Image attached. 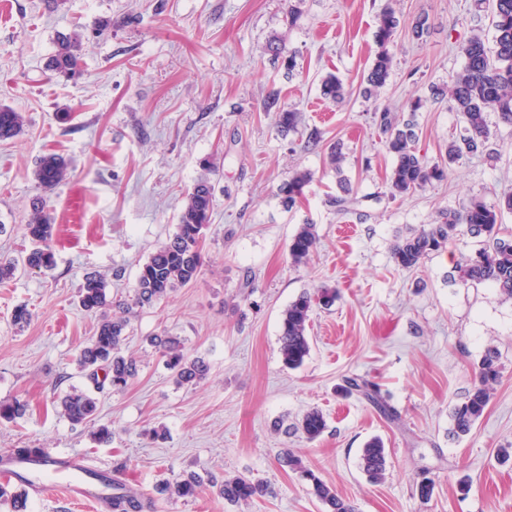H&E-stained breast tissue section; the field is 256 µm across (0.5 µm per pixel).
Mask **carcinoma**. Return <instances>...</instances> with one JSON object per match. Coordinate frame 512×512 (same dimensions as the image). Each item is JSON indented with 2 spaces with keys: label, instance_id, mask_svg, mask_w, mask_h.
Here are the masks:
<instances>
[{
  "label": "carcinoma",
  "instance_id": "cac0c4a2",
  "mask_svg": "<svg viewBox=\"0 0 512 512\" xmlns=\"http://www.w3.org/2000/svg\"><path fill=\"white\" fill-rule=\"evenodd\" d=\"M400 26L396 8L389 4L377 18L374 39L378 52L368 71L364 93L372 95L385 86L392 68L389 46L395 39ZM493 46H488L480 36L470 37L462 46L465 58L462 68L451 79L448 90L438 86L430 87V99L448 98L449 109L460 116L462 128L456 138L448 143L443 164H431L416 154L414 143L417 139L415 114L422 107L423 100L411 103L409 116L399 120L398 116L385 109L377 114V125L385 135L386 151L394 163L388 186L392 197H408L417 189L436 180L447 178L451 166L464 159L494 153L488 130V114L494 112L498 119L512 125V0H493L491 12ZM80 42L72 35H60L56 40V51L51 57L52 70L59 76L75 80L83 75L80 68ZM267 50L282 60L288 75H293L296 54L288 52L280 42L271 41ZM323 96L333 101L344 96L343 82L331 74L321 84ZM264 110L276 115L277 126L283 133L297 128L299 114L280 102L277 94H270L264 102ZM24 118L13 108L0 105V140L13 139L23 129ZM330 161L339 175L338 183L343 195L336 198V208L347 210L353 203L350 183L343 175L344 156L339 147L332 148ZM67 164L64 159L48 153L40 157L35 170L39 187L45 191L56 188L66 178ZM311 181L307 171H296L279 186L282 203L291 209L304 195L305 187ZM214 208V188L207 180L198 181L187 194L178 217L177 230L167 242L152 253L140 267L134 293L129 299L114 301L109 295L108 284L97 275L84 279L79 290V301L84 310L102 312L95 335L80 351L77 364L81 372L91 381L94 390L72 388L60 401L62 414L73 424H86L93 420L97 411L94 393L109 387L115 392L124 390L137 372V361L122 352L126 330L135 309L150 306L166 298L178 287L197 280L202 268V243L204 229L211 223ZM512 213V193L498 198L488 205L480 199H473L461 210H449L440 219L416 234L397 239L392 245V256L396 264L404 269L416 267L422 259L442 249L449 240L466 227L467 232L482 238V246L474 253L463 257L453 266L450 280L467 286L486 283L497 289L502 301H512V235L502 232V219ZM54 224L44 213V200L36 198L32 213L26 224V234L34 247L22 261L0 258V281L15 277L18 267L30 272L46 274L55 269V255L49 245ZM318 235L313 224H302L288 244L290 262L299 266L309 262L317 247ZM336 299V291L321 289L316 294L307 292L288 304L282 313L280 326V354L284 365L290 369L301 367L310 353L308 323L313 308L317 305L328 307ZM148 343L163 357L166 366L173 372L178 386H195L204 381L209 373V364L201 356H191L184 343L177 336L162 331L148 337ZM500 370L496 352L489 349L479 367V380L468 392L465 400L456 405L452 412L453 433L464 436L470 433L476 421L488 406L493 385L498 382ZM344 390L356 392L369 402L384 406L376 385L362 378L345 380ZM27 404L15 399L0 402V420L12 421L24 416ZM296 429L307 439L314 440L326 429V420L317 410L307 412ZM43 449L12 448L9 454L0 458V464L15 461L39 462ZM278 460L300 477L311 483L313 494L326 507V512H356L351 502L341 498L336 490L324 483L307 468L302 460L284 449ZM360 466L367 476L374 480L384 479L388 467V455L381 438L373 437L364 446ZM104 482H112L109 497V512H153L156 498L145 496L125 483L109 480L99 475ZM22 476L13 481L0 482V503L10 506L11 512H27L28 492ZM215 488L224 501L247 504L268 493V486L262 480L243 476L208 478L196 472H184L166 481L159 493L168 498L196 496L204 484Z\"/></svg>",
  "mask_w": 512,
  "mask_h": 512
}]
</instances>
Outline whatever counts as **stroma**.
I'll use <instances>...</instances> for the list:
<instances>
[{
	"mask_svg": "<svg viewBox=\"0 0 512 512\" xmlns=\"http://www.w3.org/2000/svg\"><path fill=\"white\" fill-rule=\"evenodd\" d=\"M387 3L303 0L292 21L288 0H0V105L24 117L22 133L0 141V254L30 248L24 226L42 195L38 159L59 154L68 171L45 197L55 270L0 283V401L29 404L23 417L0 422V457L16 447L53 448L86 455L107 473L123 460L124 479L149 495L159 481L191 471L269 486L247 506L206 490L158 499L156 512H324L309 483L280 466L287 448L356 512H512V459L496 456L512 446V302L487 285L450 281L455 262L479 246L469 234L411 269L391 253L396 237L442 211L512 192V126L489 114L497 158L465 160L446 180L394 199L393 158L374 120L385 109L405 115L424 98L415 148L429 163L441 161L460 119L447 102L429 101V88L447 87L464 64L462 43L475 33L492 39L493 30L483 0H397L390 76L368 98L362 82ZM420 18L428 30L418 39L412 26ZM98 20L111 21V30L95 34ZM61 33L80 36L79 79L49 68ZM275 39L295 52V75L268 52ZM330 73L345 86L337 102L321 95ZM273 91L299 112L296 131L281 133L264 111ZM63 110L72 114L65 123L57 118ZM336 144L355 200L343 215L332 203ZM297 170L312 180L288 209L278 188ZM202 179L215 200L201 273L132 318L123 352L139 370L125 390L98 393L95 423L112 428L114 439L95 445L90 427L60 408L66 392L88 385L76 359L99 322L81 308L79 289L95 273L108 277L112 298L131 296L140 266L175 233L185 197ZM304 223L315 225L319 243L297 267L288 243ZM118 269L124 276L116 280ZM320 288L338 298L314 307L310 354L288 369L279 352L282 313ZM21 304L32 319L20 329L11 314ZM163 330L209 363L204 382L175 384L146 342ZM490 348L500 379L472 431L455 436L451 410ZM352 376L376 384L387 409L344 394ZM312 410L327 423L314 440L295 429ZM374 436L390 462L378 483L359 467ZM425 477L434 482L427 500L416 492Z\"/></svg>",
	"mask_w": 512,
	"mask_h": 512,
	"instance_id": "obj_1",
	"label": "stroma"
}]
</instances>
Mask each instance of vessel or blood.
<instances>
[{"mask_svg":"<svg viewBox=\"0 0 512 512\" xmlns=\"http://www.w3.org/2000/svg\"><path fill=\"white\" fill-rule=\"evenodd\" d=\"M68 461L66 468L46 474L37 473L28 464L18 462L14 467L0 468V479H12L14 472L17 471L26 473L29 490L38 498L45 495L51 484L59 483L72 498L90 503L97 512H100L112 493L111 488L92 476L91 466L80 455H69Z\"/></svg>","mask_w":512,"mask_h":512,"instance_id":"b4317fda","label":"vessel or blood"}]
</instances>
